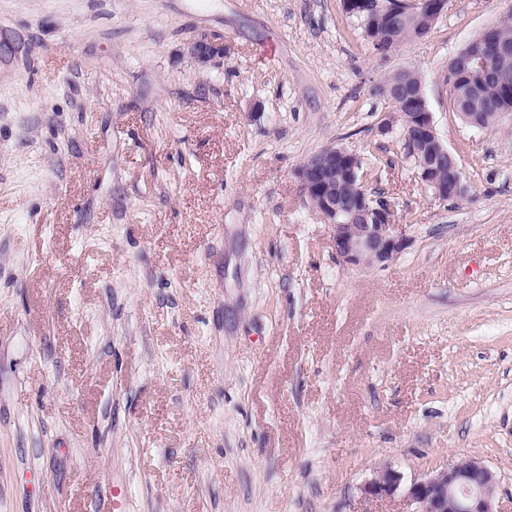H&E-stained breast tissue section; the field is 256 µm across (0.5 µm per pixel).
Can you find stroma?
<instances>
[{"label": "stroma", "mask_w": 512, "mask_h": 512, "mask_svg": "<svg viewBox=\"0 0 512 512\" xmlns=\"http://www.w3.org/2000/svg\"><path fill=\"white\" fill-rule=\"evenodd\" d=\"M511 15L447 0L382 58L343 0H0V512H402L375 467L462 457L512 512V118L469 126L444 79ZM404 68L464 198L381 129ZM330 145L395 261L338 262L295 176ZM224 43L208 39L196 41L191 46V54L200 63H208L216 59H224Z\"/></svg>", "instance_id": "obj_1"}]
</instances>
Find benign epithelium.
<instances>
[{"label": "benign epithelium", "mask_w": 512, "mask_h": 512, "mask_svg": "<svg viewBox=\"0 0 512 512\" xmlns=\"http://www.w3.org/2000/svg\"><path fill=\"white\" fill-rule=\"evenodd\" d=\"M446 0H415L420 13L437 20L444 12ZM347 8L352 13L367 10L374 19L393 17L387 0H351ZM191 54L200 63L224 58V43L208 39L196 41ZM451 78L448 86L494 77L504 85L512 82V44L500 43L496 48V63L484 64L481 50L473 43L448 59ZM392 92L411 99L416 109L399 118L403 138L414 148L417 158L416 175L433 197L447 201L460 199L467 193V184L458 161L450 160V151L440 140L424 90L401 85ZM361 157L344 146H328L310 156L297 170L301 190L314 209L331 228L336 256L343 265L370 267L385 265L402 255L410 239L399 230L395 210L389 200L371 205L363 196L348 199L336 196V183L353 181ZM498 479L495 472L478 458H461L443 467L433 468L404 482L403 475L390 465L376 468L361 486V494L375 499L401 498L407 512H495L494 493Z\"/></svg>", "instance_id": "7a95c632"}]
</instances>
